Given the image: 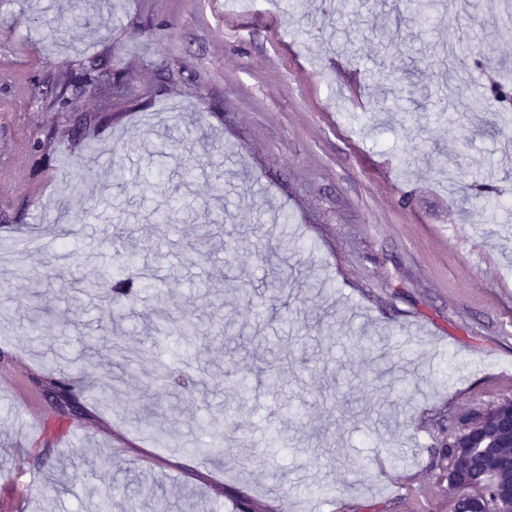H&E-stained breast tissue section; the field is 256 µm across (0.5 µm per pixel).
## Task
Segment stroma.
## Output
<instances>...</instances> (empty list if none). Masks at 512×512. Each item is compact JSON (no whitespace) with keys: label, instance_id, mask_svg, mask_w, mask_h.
Masks as SVG:
<instances>
[{"label":"stroma","instance_id":"35a3bbf8","mask_svg":"<svg viewBox=\"0 0 512 512\" xmlns=\"http://www.w3.org/2000/svg\"><path fill=\"white\" fill-rule=\"evenodd\" d=\"M0 0V512H121L124 487L167 512H448L431 451L469 408L512 395V154L487 112L449 103L512 70V11L455 0ZM80 6L90 24L50 31ZM97 68L99 84L60 74ZM166 154L138 196L107 188ZM170 223L152 210L170 194ZM74 276L152 274L125 325L173 319L259 326L155 346L126 336L104 301L75 306L56 275V203ZM223 211L211 238L191 216ZM287 216L280 224L279 216ZM144 245L127 266L123 242ZM288 269L274 306L266 263ZM209 283L206 291L198 283ZM98 337L96 362L58 402L35 335ZM188 369L152 431V369ZM278 372L279 387L267 378ZM98 77L94 74L93 70H82L79 75L73 73H65L58 77L57 85L60 87L59 95L57 96V103L59 112L66 111L67 100L65 93L69 86L73 84H83L85 86L92 85L97 81Z\"/></svg>","mask_w":512,"mask_h":512}]
</instances>
